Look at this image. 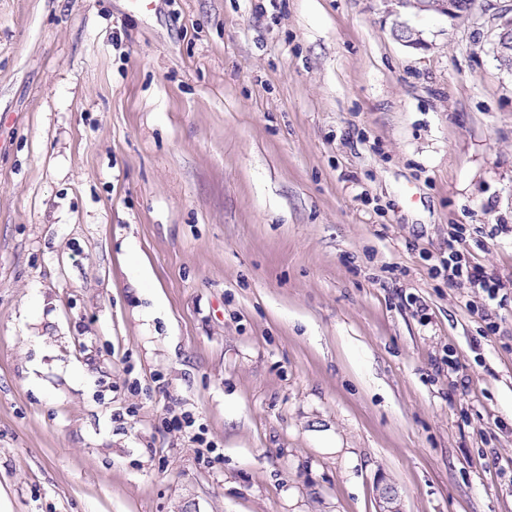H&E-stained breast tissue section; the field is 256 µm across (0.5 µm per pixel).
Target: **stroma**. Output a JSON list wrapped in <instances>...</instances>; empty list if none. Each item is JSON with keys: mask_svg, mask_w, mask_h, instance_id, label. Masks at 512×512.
<instances>
[{"mask_svg": "<svg viewBox=\"0 0 512 512\" xmlns=\"http://www.w3.org/2000/svg\"><path fill=\"white\" fill-rule=\"evenodd\" d=\"M492 2L0 0V512H512ZM430 4L423 5L416 0H392L395 5L400 9L408 10L409 8L417 11H424L425 6L428 7L427 11H432V14L444 16L453 23L468 20L471 16V10H465L462 3L464 0H429ZM454 231L448 234V257L442 258L440 264L444 272H448V279L463 277L476 288H482L489 297H493L498 282L490 276L482 267L464 259L463 253L458 249L462 238L459 233V225L453 227ZM376 503L377 512H403L400 506L398 490L390 483H377Z\"/></svg>", "mask_w": 512, "mask_h": 512, "instance_id": "1", "label": "stroma"}]
</instances>
